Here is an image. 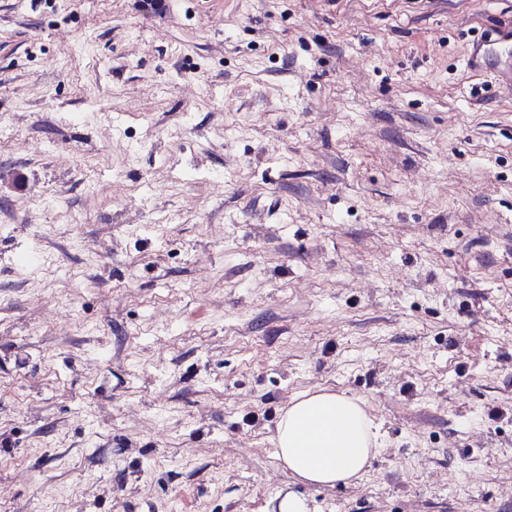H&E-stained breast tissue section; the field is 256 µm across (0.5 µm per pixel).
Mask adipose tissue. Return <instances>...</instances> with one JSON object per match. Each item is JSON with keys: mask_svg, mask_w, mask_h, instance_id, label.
Segmentation results:
<instances>
[{"mask_svg": "<svg viewBox=\"0 0 512 512\" xmlns=\"http://www.w3.org/2000/svg\"><path fill=\"white\" fill-rule=\"evenodd\" d=\"M275 439L278 458L295 481L320 487L360 479L377 448L364 405L324 390L293 398Z\"/></svg>", "mask_w": 512, "mask_h": 512, "instance_id": "ef3b65f1", "label": "adipose tissue"}]
</instances>
